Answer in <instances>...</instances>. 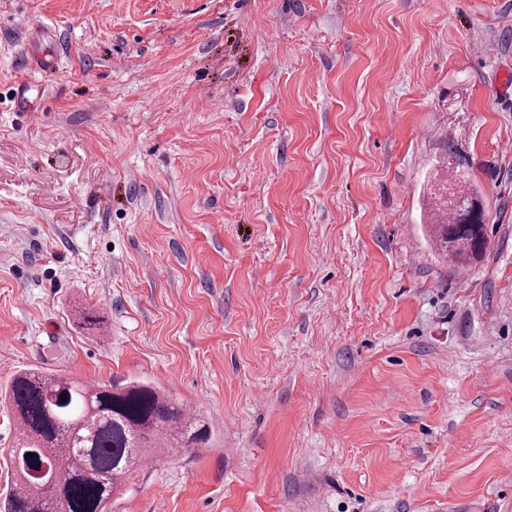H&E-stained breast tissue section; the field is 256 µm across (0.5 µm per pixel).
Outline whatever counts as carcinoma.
<instances>
[{"label": "carcinoma", "mask_w": 512, "mask_h": 512, "mask_svg": "<svg viewBox=\"0 0 512 512\" xmlns=\"http://www.w3.org/2000/svg\"><path fill=\"white\" fill-rule=\"evenodd\" d=\"M449 181L453 201L431 208L429 236L449 262L466 267L487 248L485 217L462 172ZM76 316L84 329L104 328L105 318L93 307L78 309ZM0 404L17 433L8 450L11 489L0 498V512H112L115 495L145 460L208 437L200 418L139 380L107 387L29 368L0 385ZM42 467L62 476L36 484L29 471Z\"/></svg>", "instance_id": "obj_1"}]
</instances>
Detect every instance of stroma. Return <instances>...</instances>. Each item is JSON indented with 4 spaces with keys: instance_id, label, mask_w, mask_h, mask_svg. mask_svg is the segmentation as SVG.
Segmentation results:
<instances>
[{
    "instance_id": "obj_1",
    "label": "stroma",
    "mask_w": 512,
    "mask_h": 512,
    "mask_svg": "<svg viewBox=\"0 0 512 512\" xmlns=\"http://www.w3.org/2000/svg\"><path fill=\"white\" fill-rule=\"evenodd\" d=\"M509 69L512 0H0V383L204 418L114 512H512ZM453 201L435 204L430 211L429 236L435 249L454 265L466 267L488 245L485 217L474 207L473 192L461 171L448 178Z\"/></svg>"
}]
</instances>
